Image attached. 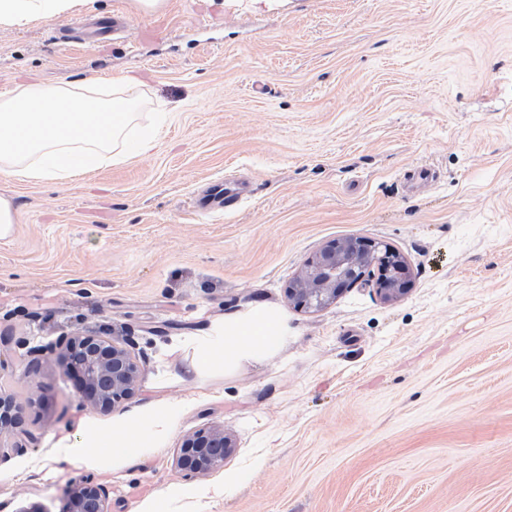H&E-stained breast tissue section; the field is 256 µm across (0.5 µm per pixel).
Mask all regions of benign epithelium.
<instances>
[{
	"instance_id": "obj_1",
	"label": "benign epithelium",
	"mask_w": 512,
	"mask_h": 512,
	"mask_svg": "<svg viewBox=\"0 0 512 512\" xmlns=\"http://www.w3.org/2000/svg\"><path fill=\"white\" fill-rule=\"evenodd\" d=\"M373 266L379 271L375 285L384 301L397 302L408 294L411 270L400 253L364 237L348 236L322 246L304 262L288 284V298L300 308L323 309L344 288L364 280ZM17 344L33 358L59 351L62 366L76 380V396L101 411H110L137 393L142 365L132 355L127 340H110L84 330L63 333L50 346L30 347L25 340ZM28 408L29 404L0 385V461L26 450L22 443H6L2 437L21 427ZM234 448L236 442L224 427L209 426L184 440L177 466L187 476L205 475L223 468ZM61 512H112L109 493L83 477L68 488Z\"/></svg>"
}]
</instances>
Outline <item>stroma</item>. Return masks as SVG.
I'll return each instance as SVG.
<instances>
[{
    "label": "stroma",
    "instance_id": "35a3bbf8",
    "mask_svg": "<svg viewBox=\"0 0 512 512\" xmlns=\"http://www.w3.org/2000/svg\"><path fill=\"white\" fill-rule=\"evenodd\" d=\"M121 11L119 39L60 28ZM140 79L153 148L61 184L0 179V334L50 344L86 328L131 339L136 396L79 402L57 353L0 346V381L31 400L25 454L0 465V504L59 512L89 475L112 512H512V0H93L0 30V93L98 76ZM249 181L233 212L199 213L213 178ZM398 250L413 288L364 284L323 310L286 289L326 243ZM266 302L286 340L262 362L198 364L203 337ZM180 355H169L172 344ZM175 426L145 460L42 467L157 405ZM223 426V469L192 479L186 435ZM236 475L223 499L169 485Z\"/></svg>",
    "mask_w": 512,
    "mask_h": 512
}]
</instances>
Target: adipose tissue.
Returning <instances> with one entry per match:
<instances>
[{"label": "adipose tissue", "mask_w": 512, "mask_h": 512, "mask_svg": "<svg viewBox=\"0 0 512 512\" xmlns=\"http://www.w3.org/2000/svg\"><path fill=\"white\" fill-rule=\"evenodd\" d=\"M87 0H0V29L80 12ZM137 77L106 86L88 78L50 89L17 83L0 94V176L19 181H68L94 167L119 163L150 148L154 138L142 132L130 140L141 100ZM283 323L266 306L224 322V333L206 337L202 361L223 356L225 366L261 362L281 344ZM177 407L164 405L134 421L102 433L88 446L60 440L56 451L72 461L92 465L112 455L139 463L144 440L166 436Z\"/></svg>", "instance_id": "adipose-tissue-1"}]
</instances>
